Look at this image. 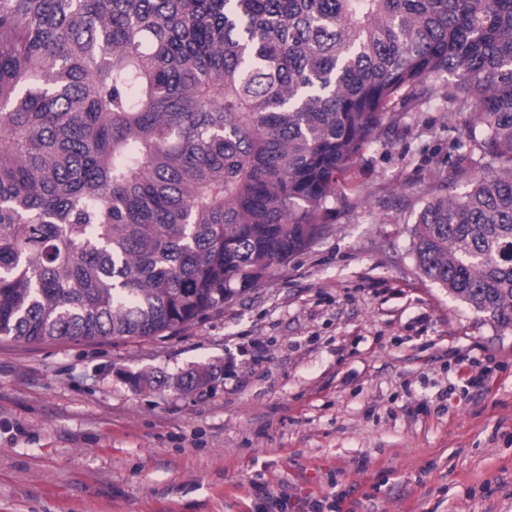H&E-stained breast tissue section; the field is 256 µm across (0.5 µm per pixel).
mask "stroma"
I'll return each instance as SVG.
<instances>
[{
	"label": "stroma",
	"mask_w": 512,
	"mask_h": 512,
	"mask_svg": "<svg viewBox=\"0 0 512 512\" xmlns=\"http://www.w3.org/2000/svg\"><path fill=\"white\" fill-rule=\"evenodd\" d=\"M475 114L408 96L336 184L328 235L177 333L0 339V512H512V330L418 269L423 200ZM492 367L487 388L461 363ZM214 363L212 389L135 388ZM258 512H288V496H274L265 487L255 486Z\"/></svg>",
	"instance_id": "35a3bbf8"
}]
</instances>
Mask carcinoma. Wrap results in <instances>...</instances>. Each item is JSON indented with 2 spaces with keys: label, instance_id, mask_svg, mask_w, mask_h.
<instances>
[{
  "label": "carcinoma",
  "instance_id": "obj_1",
  "mask_svg": "<svg viewBox=\"0 0 512 512\" xmlns=\"http://www.w3.org/2000/svg\"><path fill=\"white\" fill-rule=\"evenodd\" d=\"M401 93L478 117L412 252L512 329V0H0V338L162 336L255 287Z\"/></svg>",
  "mask_w": 512,
  "mask_h": 512
}]
</instances>
